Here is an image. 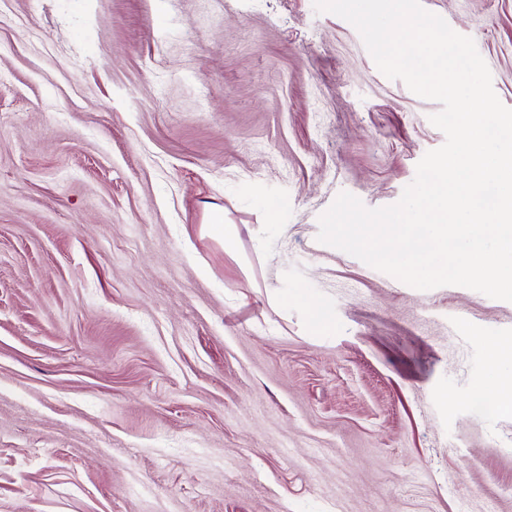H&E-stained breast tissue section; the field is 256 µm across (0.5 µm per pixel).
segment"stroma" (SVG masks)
Instances as JSON below:
<instances>
[{"instance_id":"1","label":"stroma","mask_w":512,"mask_h":512,"mask_svg":"<svg viewBox=\"0 0 512 512\" xmlns=\"http://www.w3.org/2000/svg\"><path fill=\"white\" fill-rule=\"evenodd\" d=\"M421 4L512 108V0ZM440 109L313 0H0V512H512V302L317 240Z\"/></svg>"}]
</instances>
